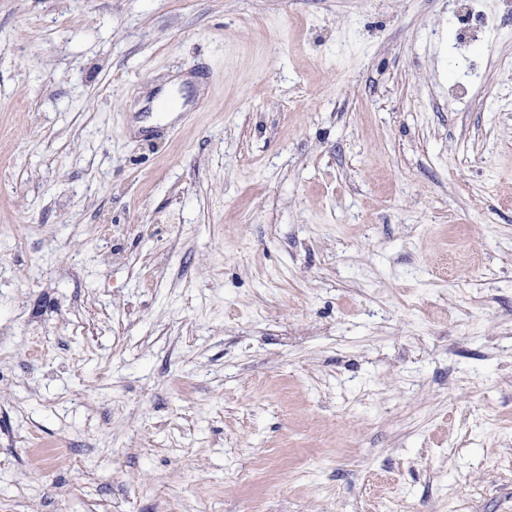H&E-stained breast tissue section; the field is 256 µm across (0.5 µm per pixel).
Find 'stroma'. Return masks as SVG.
<instances>
[{"label":"stroma","mask_w":512,"mask_h":512,"mask_svg":"<svg viewBox=\"0 0 512 512\" xmlns=\"http://www.w3.org/2000/svg\"><path fill=\"white\" fill-rule=\"evenodd\" d=\"M508 63L512 0H0V512H512Z\"/></svg>","instance_id":"obj_1"}]
</instances>
